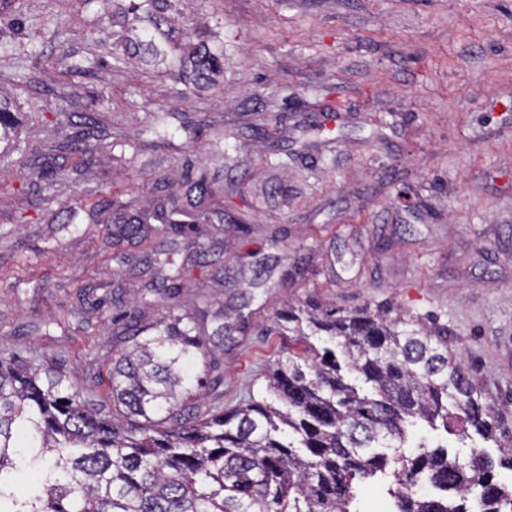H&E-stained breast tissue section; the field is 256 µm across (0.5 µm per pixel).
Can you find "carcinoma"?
<instances>
[{"label": "carcinoma", "mask_w": 512, "mask_h": 512, "mask_svg": "<svg viewBox=\"0 0 512 512\" xmlns=\"http://www.w3.org/2000/svg\"><path fill=\"white\" fill-rule=\"evenodd\" d=\"M180 0H111L116 62L165 66L185 88L214 89L224 51L178 24ZM77 131L42 168L86 165L109 134L94 112L72 114ZM21 120L0 98V154ZM201 176L171 188L182 206L161 208L169 224L213 197ZM145 211L124 218L123 236L145 240ZM188 313L128 326L131 348L112 361L108 399L91 401L84 379L52 363L0 357V512H361L357 492L390 480L393 512H512V450L494 461L482 447L448 458L412 430L512 440L448 348V328L381 309L344 314L308 299L279 313L280 328L305 343L267 368L266 394L226 408L201 390L214 367L210 339L181 327ZM414 439V451L405 452ZM446 497L420 493L423 481ZM477 505L468 506L473 489Z\"/></svg>", "instance_id": "1"}]
</instances>
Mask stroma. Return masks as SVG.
Instances as JSON below:
<instances>
[{
    "instance_id": "obj_1",
    "label": "stroma",
    "mask_w": 512,
    "mask_h": 512,
    "mask_svg": "<svg viewBox=\"0 0 512 512\" xmlns=\"http://www.w3.org/2000/svg\"><path fill=\"white\" fill-rule=\"evenodd\" d=\"M15 7L22 33L0 35V94L23 119L0 186V348L91 373L102 397L126 321L192 311L198 331L224 330L230 407L264 391L288 304L397 307L447 326L512 430V0H183L186 23L223 24L220 97L99 67L112 23L96 2ZM74 61L89 72L67 75ZM88 106L115 149L44 175L27 151L56 153ZM158 112L196 134L156 145ZM186 174L219 191L193 236L160 239L183 268L178 292L132 301L168 270L118 241L117 217L157 209ZM77 202L97 214L72 230L59 213Z\"/></svg>"
}]
</instances>
